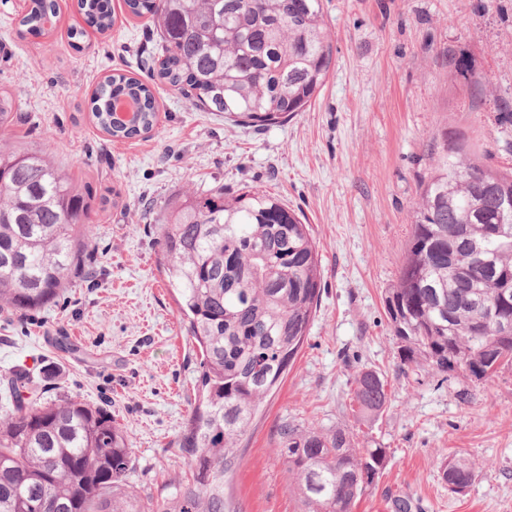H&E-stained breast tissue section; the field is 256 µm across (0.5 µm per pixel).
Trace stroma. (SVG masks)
I'll use <instances>...</instances> for the list:
<instances>
[{
    "label": "stroma",
    "instance_id": "obj_1",
    "mask_svg": "<svg viewBox=\"0 0 512 512\" xmlns=\"http://www.w3.org/2000/svg\"><path fill=\"white\" fill-rule=\"evenodd\" d=\"M57 2L49 32L19 40L11 31L26 0H0V87L31 117L4 137L117 199L92 215L97 287L78 275L33 315L0 314V382L23 368L46 398L110 410L133 451L125 492L161 504L188 477L177 440L200 358L158 269V226L185 194L248 185L304 213L323 280L302 350L236 451L224 486L234 512H305L282 455L287 423L340 427L357 447L388 449L353 512H396L400 498L411 512H512V366L478 385L422 360L401 365L385 310L430 137L463 131L488 164L512 168V125L497 120L512 104V0H323L335 64L306 111L243 128L159 83L152 137L123 141L95 126L89 98L111 73L146 79L160 39L111 0V32L87 30L74 48L77 0ZM369 369L389 399L363 418L351 389ZM446 457L478 473L462 493L440 479Z\"/></svg>",
    "mask_w": 512,
    "mask_h": 512
}]
</instances>
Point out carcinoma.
Here are the masks:
<instances>
[{
    "mask_svg": "<svg viewBox=\"0 0 512 512\" xmlns=\"http://www.w3.org/2000/svg\"><path fill=\"white\" fill-rule=\"evenodd\" d=\"M126 12L159 31L162 58L150 73L193 105L243 127H268L303 112L333 62L322 0H123ZM85 24L105 33L114 19L102 0H78ZM56 0H30L18 34H43ZM137 121L113 126L114 103ZM101 131L116 139L157 125L151 87L113 74L91 97ZM29 119L0 90V129ZM433 172L413 211L408 255L386 312L400 361L425 360L481 384L512 365V335L487 319L512 318V172L491 169L463 136H432ZM92 203L36 150L0 145V311L28 316L61 299L87 262ZM503 224L507 236L489 233ZM158 266L200 356L197 404L178 445L191 479L170 487L160 512H231L224 478L265 398L283 380L309 335L322 268L301 212L256 188L192 193L159 225ZM364 417L383 411L386 382L355 379ZM283 454L307 512H353L384 469V448H357L351 433L286 424ZM132 448L112 413L76 400L18 396L0 418V512H150L121 493ZM440 477L460 493L476 479L463 460Z\"/></svg>",
    "mask_w": 512,
    "mask_h": 512,
    "instance_id": "obj_1",
    "label": "carcinoma"
}]
</instances>
